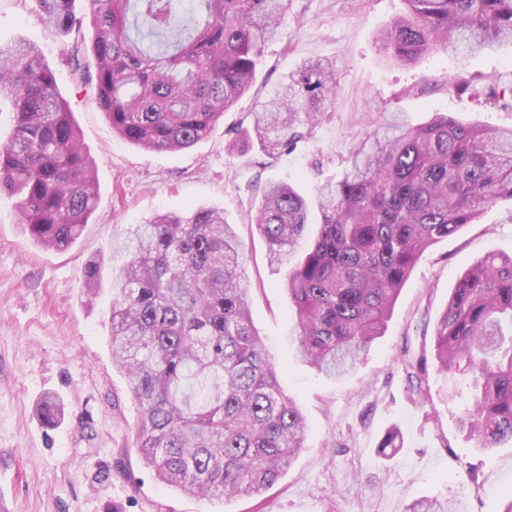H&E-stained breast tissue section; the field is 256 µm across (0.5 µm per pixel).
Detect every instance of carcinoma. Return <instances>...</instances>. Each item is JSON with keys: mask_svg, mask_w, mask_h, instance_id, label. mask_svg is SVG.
Wrapping results in <instances>:
<instances>
[{"mask_svg": "<svg viewBox=\"0 0 512 512\" xmlns=\"http://www.w3.org/2000/svg\"><path fill=\"white\" fill-rule=\"evenodd\" d=\"M69 32L75 0H37ZM97 100L125 141L183 150L206 138L251 86L288 0H89ZM383 49L411 64L439 49L512 41V0H405ZM336 94L333 64L308 61L254 113L257 143L291 149ZM13 102L0 144V191L19 196L34 243L67 249L94 212V160L39 49H0V99ZM512 199V128L436 112L425 124L380 126L334 182L319 190L321 229L288 274L297 352L340 378L385 332L397 297L431 246ZM309 207L270 183L254 218L270 260L303 236ZM112 289L110 349L138 407L135 447L169 486L203 496L253 495L304 448L308 424L280 383V366L252 324L244 256L224 209L156 213L127 231ZM438 372L472 377L461 427L490 450L512 441V255L488 254L458 280L437 319ZM410 389L424 358L402 359ZM404 512H461L414 498Z\"/></svg>", "mask_w": 512, "mask_h": 512, "instance_id": "1", "label": "carcinoma"}]
</instances>
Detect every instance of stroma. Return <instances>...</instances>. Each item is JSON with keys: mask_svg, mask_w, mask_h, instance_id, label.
Masks as SVG:
<instances>
[{"mask_svg": "<svg viewBox=\"0 0 512 512\" xmlns=\"http://www.w3.org/2000/svg\"><path fill=\"white\" fill-rule=\"evenodd\" d=\"M404 0H288L282 35L269 43L248 91L195 146L148 152L112 130L95 83L89 0H75L82 25L65 35L36 0H0V48L35 44L71 106L85 151L96 162L98 199L80 237L57 251L23 232L17 198L0 192V512H404L408 499L456 500L465 512H501L512 495V442L481 452L460 419L470 376L430 371L429 400H413L399 366L403 347L433 350L437 318L460 276L487 254H512V201L434 245L417 262L384 336L340 380L295 354V310L284 289L319 227V212L287 262L270 264L251 224L270 182L294 186L308 202L338 178L373 122L420 124L448 112L474 124L512 127V46L462 54L433 52L413 65L389 60L378 35ZM333 64L336 96L313 129L286 153L246 139L252 115L304 62ZM466 85H454L456 76ZM217 205L245 248L244 277L255 329L281 366L280 380L305 416L304 448L262 494L226 500L166 485L134 446L137 410L108 345L112 285L87 294L91 262L108 258L130 225L164 211ZM65 405L48 424L46 395ZM403 446L384 456L389 427Z\"/></svg>", "mask_w": 512, "mask_h": 512, "instance_id": "obj_1", "label": "stroma"}]
</instances>
